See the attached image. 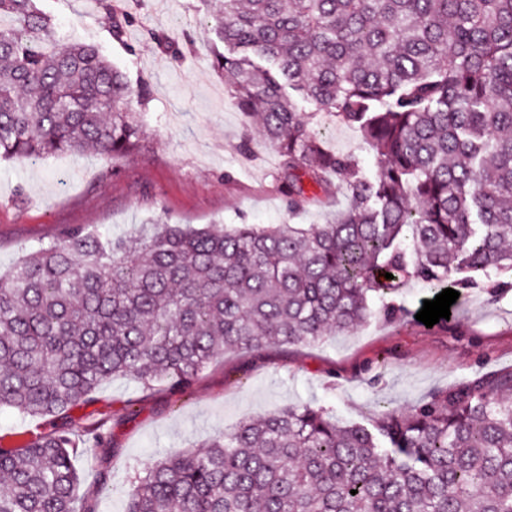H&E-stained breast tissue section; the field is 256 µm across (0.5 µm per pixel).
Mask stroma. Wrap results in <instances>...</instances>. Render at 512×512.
<instances>
[{"instance_id":"obj_1","label":"stroma","mask_w":512,"mask_h":512,"mask_svg":"<svg viewBox=\"0 0 512 512\" xmlns=\"http://www.w3.org/2000/svg\"><path fill=\"white\" fill-rule=\"evenodd\" d=\"M57 37L100 47L132 85H147L141 109L146 132L134 156L108 163L65 154L32 162L0 163V268L25 252L57 241L69 229L125 236L141 225L172 220L194 227L230 224H323L344 206L337 183L325 205L292 210L277 153L229 98L212 69L220 49L209 0H130L124 41L110 35L111 19L96 0H37ZM156 31L192 47L176 57L147 38ZM310 128L337 153L355 156L366 172L375 158L360 131L315 112ZM251 133L254 149L238 145ZM429 296L409 284L397 318L376 313L356 331L307 345L236 350L212 362L186 389H146L127 376L103 384L93 402L61 417L0 409V448H19L36 434L65 427L81 445L104 427L112 453L105 476L77 456L79 494L90 512H125L134 477L164 453L202 445L242 420L289 404L332 410L359 421L374 402L411 407L435 393L512 371V288L490 294L465 288L450 319L426 327L416 318Z\"/></svg>"}]
</instances>
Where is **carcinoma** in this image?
Masks as SVG:
<instances>
[{
    "label": "carcinoma",
    "mask_w": 512,
    "mask_h": 512,
    "mask_svg": "<svg viewBox=\"0 0 512 512\" xmlns=\"http://www.w3.org/2000/svg\"><path fill=\"white\" fill-rule=\"evenodd\" d=\"M230 96L280 157L289 208L332 177L326 224L80 228L0 275V407L57 416L114 376L184 389L232 350L351 331L416 281L512 272V0H214ZM0 161L139 152L149 90L35 0H0ZM361 132L367 174L294 96ZM393 278H385V273ZM146 467L126 512H512V372L364 423L298 404ZM69 432L0 448V512H81ZM356 494H351V491Z\"/></svg>",
    "instance_id": "carcinoma-1"
}]
</instances>
